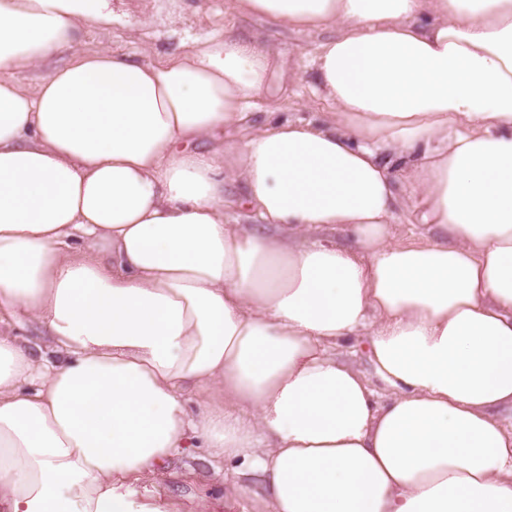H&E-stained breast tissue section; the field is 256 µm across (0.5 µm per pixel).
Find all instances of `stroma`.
Wrapping results in <instances>:
<instances>
[{
	"label": "stroma",
	"mask_w": 512,
	"mask_h": 512,
	"mask_svg": "<svg viewBox=\"0 0 512 512\" xmlns=\"http://www.w3.org/2000/svg\"><path fill=\"white\" fill-rule=\"evenodd\" d=\"M112 6L127 10L123 24L108 34L86 28L85 47L134 53L148 45L154 58L160 59L181 52L183 45L210 32L244 33L267 43L286 62L252 113L250 125L270 118L318 121L331 109L313 91L309 64L318 45L328 37V30H292L261 17L241 16L230 10L226 0H148L144 6L135 0L130 5L112 0ZM217 465L207 449H191L170 462L166 474L148 486L147 494L174 501L178 512H193L200 498L212 500L217 512H268L267 493L261 486H254L250 495H236L223 473L217 472Z\"/></svg>",
	"instance_id": "1"
}]
</instances>
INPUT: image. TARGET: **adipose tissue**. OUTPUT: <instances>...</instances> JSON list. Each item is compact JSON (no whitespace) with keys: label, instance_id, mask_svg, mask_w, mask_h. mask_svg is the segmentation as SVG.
Returning <instances> with one entry per match:
<instances>
[{"label":"adipose tissue","instance_id":"1","mask_svg":"<svg viewBox=\"0 0 512 512\" xmlns=\"http://www.w3.org/2000/svg\"><path fill=\"white\" fill-rule=\"evenodd\" d=\"M229 3L335 28L324 120L199 150L268 45L137 60L81 46L112 0H0V318L55 350L0 333V512H163L140 489L184 448L272 512H512V0ZM407 201L433 237L393 241ZM0 329L1 331L10 332L12 335L29 340L37 355H39V352L35 348V345L43 347V353L50 354L52 350L47 346V340L41 336L40 327L35 322L23 320L21 324H17L13 321H7L0 325Z\"/></svg>","mask_w":512,"mask_h":512}]
</instances>
